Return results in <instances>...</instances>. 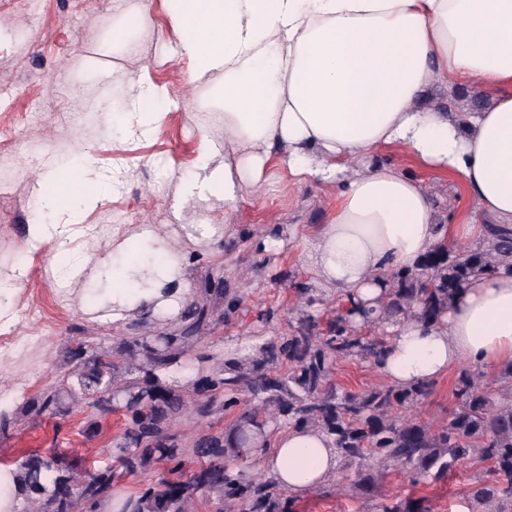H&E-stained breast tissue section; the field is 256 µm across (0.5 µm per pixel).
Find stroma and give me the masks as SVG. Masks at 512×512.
Here are the masks:
<instances>
[{"label": "stroma", "mask_w": 512, "mask_h": 512, "mask_svg": "<svg viewBox=\"0 0 512 512\" xmlns=\"http://www.w3.org/2000/svg\"><path fill=\"white\" fill-rule=\"evenodd\" d=\"M33 2L24 12L17 0H0V153L7 157L0 172L8 181L0 192V277L25 268L9 309L15 322L0 333V407L13 419L12 429L0 433L3 466L50 448L91 462L105 458L112 437L123 429L122 414L102 418V433L94 437L93 417L82 406H73L63 419H35L22 409L25 398L57 381L79 343L106 347L128 333L154 336L181 321L177 315L139 314L128 323L112 322V302L99 294L112 286L101 263L111 260L113 240L138 224L157 225L164 234L205 219L233 224L229 243L220 234L179 240L188 287L228 283L244 296L228 321L205 332L201 353L219 357L231 344L281 335L306 311L300 287L315 282L307 245L336 206L335 188L294 182L284 170L229 217L217 201L205 209L179 201V185L192 175L202 140H224V109L210 86L191 82L189 62L177 53L179 35L169 25L167 0H145L146 24L122 43L114 42L113 27L130 0ZM144 78L169 94L147 136L135 133L134 114L122 110ZM490 102L488 93L462 78L431 87L423 99L445 112H473ZM116 108L121 118L113 117ZM85 153L93 159L88 176L99 185L97 201L80 208L65 249L29 247L39 183L55 165ZM376 159L423 179L438 198L440 214L468 208L453 181L427 174L408 156L385 148ZM268 237L274 243L267 247ZM455 379L450 373L435 380L433 394L414 416L436 428L444 424ZM333 380L351 391L386 382L377 368L357 359L337 362ZM479 473L464 460L447 481L414 487L407 475L392 471L383 489L393 497L425 498L430 512H458L460 496ZM353 479V470L338 467L324 487L293 500V512H374L373 501L353 488Z\"/></svg>", "instance_id": "stroma-1"}]
</instances>
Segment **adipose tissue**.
<instances>
[{
    "label": "adipose tissue",
    "mask_w": 512,
    "mask_h": 512,
    "mask_svg": "<svg viewBox=\"0 0 512 512\" xmlns=\"http://www.w3.org/2000/svg\"><path fill=\"white\" fill-rule=\"evenodd\" d=\"M192 82L218 88L224 142L203 140L185 199L215 198L225 213L257 193L273 170L336 188V209L308 244L318 284L373 304L384 273L416 269L447 239L479 243L488 225L512 224V0H169ZM471 80L491 107L454 115L419 106L432 85ZM164 86L139 85L128 107L152 131ZM405 151L454 181L471 203L439 219L432 189L377 150ZM98 185L74 169L51 172L38 207L94 202ZM177 237L137 225L112 245V318L171 316L189 300ZM464 362L512 364V271L472 278L434 324L394 328L379 366L414 385ZM339 466L331 441L286 429L262 467L294 497L323 486Z\"/></svg>",
    "instance_id": "ef3b65f1"
}]
</instances>
